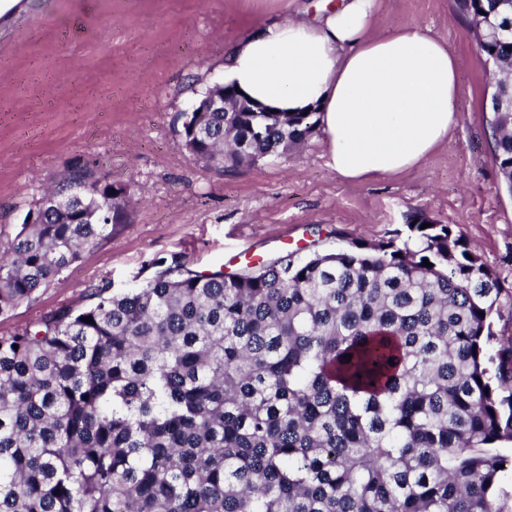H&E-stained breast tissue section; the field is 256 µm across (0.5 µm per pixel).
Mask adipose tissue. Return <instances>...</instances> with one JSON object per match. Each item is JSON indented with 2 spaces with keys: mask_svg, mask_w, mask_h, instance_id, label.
Returning <instances> with one entry per match:
<instances>
[{
  "mask_svg": "<svg viewBox=\"0 0 512 512\" xmlns=\"http://www.w3.org/2000/svg\"><path fill=\"white\" fill-rule=\"evenodd\" d=\"M377 0L321 6L237 39L224 75L250 102L316 112L328 165L348 181L415 168L457 122L458 61L416 26L375 33Z\"/></svg>",
  "mask_w": 512,
  "mask_h": 512,
  "instance_id": "adipose-tissue-1",
  "label": "adipose tissue"
}]
</instances>
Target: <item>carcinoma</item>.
Instances as JSON below:
<instances>
[{
  "instance_id": "1",
  "label": "carcinoma",
  "mask_w": 512,
  "mask_h": 512,
  "mask_svg": "<svg viewBox=\"0 0 512 512\" xmlns=\"http://www.w3.org/2000/svg\"><path fill=\"white\" fill-rule=\"evenodd\" d=\"M497 4L455 0L470 21ZM478 47L499 61L494 83L512 81V31ZM180 119L190 155L222 172L318 124ZM490 131L511 193L512 114ZM138 203L73 168L39 223L0 240V315ZM424 223L412 249L355 243L234 272L159 260L133 288L1 333L0 512H512V336L493 329L512 292L449 225Z\"/></svg>"
}]
</instances>
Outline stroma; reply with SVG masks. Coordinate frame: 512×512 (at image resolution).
<instances>
[{"mask_svg": "<svg viewBox=\"0 0 512 512\" xmlns=\"http://www.w3.org/2000/svg\"><path fill=\"white\" fill-rule=\"evenodd\" d=\"M318 0H23L0 11V238L47 187L88 165L141 202L129 222L0 316V333L134 287L156 260L236 271L295 251L403 244L420 215L450 225L512 289V195L493 158L488 67L454 0H377L382 30L415 25L457 56L458 124L418 167L351 183L314 129L278 159L220 172L194 160L179 115L224 79V50Z\"/></svg>", "mask_w": 512, "mask_h": 512, "instance_id": "obj_1", "label": "stroma"}]
</instances>
